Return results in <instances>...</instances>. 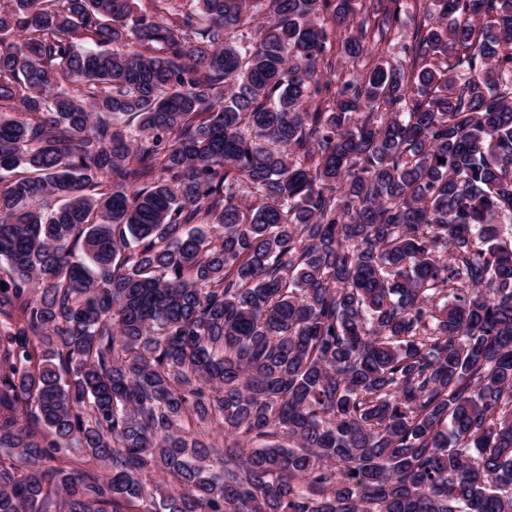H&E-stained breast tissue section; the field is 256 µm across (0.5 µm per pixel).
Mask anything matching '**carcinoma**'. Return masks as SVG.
Masks as SVG:
<instances>
[{
  "instance_id": "1",
  "label": "carcinoma",
  "mask_w": 512,
  "mask_h": 512,
  "mask_svg": "<svg viewBox=\"0 0 512 512\" xmlns=\"http://www.w3.org/2000/svg\"><path fill=\"white\" fill-rule=\"evenodd\" d=\"M506 220L512 0H0V512H512Z\"/></svg>"
}]
</instances>
